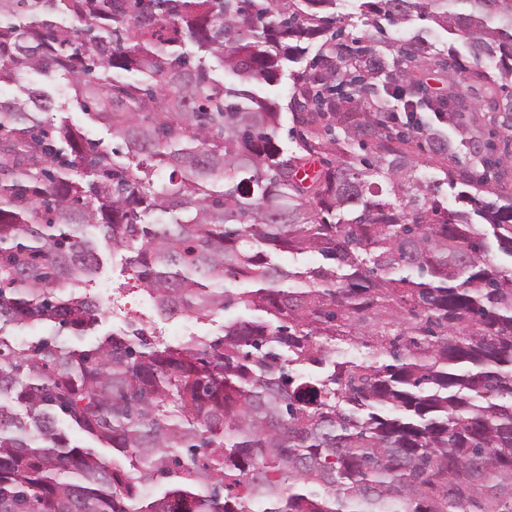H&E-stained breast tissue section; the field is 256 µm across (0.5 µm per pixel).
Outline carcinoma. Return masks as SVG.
Returning a JSON list of instances; mask_svg holds the SVG:
<instances>
[{
	"label": "carcinoma",
	"instance_id": "obj_1",
	"mask_svg": "<svg viewBox=\"0 0 512 512\" xmlns=\"http://www.w3.org/2000/svg\"><path fill=\"white\" fill-rule=\"evenodd\" d=\"M340 2L0 0V512H512V194L483 195L512 149L479 136L512 129V0H356L405 33L390 57ZM71 107L122 149L48 117ZM101 243L160 316H246L84 344ZM339 12L343 13V17L337 23L339 28H342L343 37L342 39H346V41L350 44L352 38H357L363 35L367 26H364L363 20H361L359 14H355L358 11L354 9L351 5L346 6L343 9H339ZM352 13V14H350ZM345 14V15H344ZM224 325V312L214 315L206 320H186L173 318L158 321L155 329V340L176 343L188 336L185 334L194 333L200 336H211L221 333Z\"/></svg>",
	"mask_w": 512,
	"mask_h": 512
}]
</instances>
